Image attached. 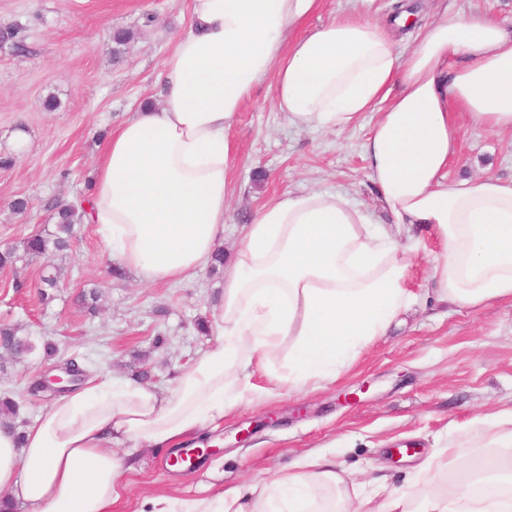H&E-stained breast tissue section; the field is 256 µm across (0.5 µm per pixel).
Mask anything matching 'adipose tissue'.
Here are the masks:
<instances>
[{"label": "adipose tissue", "instance_id": "obj_1", "mask_svg": "<svg viewBox=\"0 0 512 512\" xmlns=\"http://www.w3.org/2000/svg\"><path fill=\"white\" fill-rule=\"evenodd\" d=\"M322 0H190L164 58L159 100L107 140L87 223L125 267L179 282L210 265L224 239L225 130L256 85L300 129L376 119L366 177L390 227L339 192L289 191L259 208L213 312L217 344L168 391L98 374L49 405L23 435L0 427V491L27 512H112L127 468L121 442L167 448L218 427L254 392V365L288 357L289 390L335 381L417 298L406 286L423 238L437 241L438 299L476 308L512 299V180H449L464 127L512 133V32L477 12L414 23L402 53L384 24L339 16L309 26ZM476 453L454 457L462 481L425 494L362 485L328 455H306L257 498L158 497L151 512H512V409L473 419Z\"/></svg>", "mask_w": 512, "mask_h": 512}]
</instances>
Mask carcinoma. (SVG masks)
<instances>
[{"mask_svg":"<svg viewBox=\"0 0 512 512\" xmlns=\"http://www.w3.org/2000/svg\"><path fill=\"white\" fill-rule=\"evenodd\" d=\"M58 210V221L54 229L42 235L37 234L27 238L23 251L15 247H7L0 251V267H12L29 256L46 257L66 251L72 238L77 232V226L84 222L86 210L82 201L55 205ZM38 349V345L28 336L19 335L18 328L9 323L0 325V350L6 354L18 357L29 355Z\"/></svg>","mask_w":512,"mask_h":512,"instance_id":"obj_1","label":"carcinoma"}]
</instances>
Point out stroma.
I'll return each mask as SVG.
<instances>
[{
    "label": "stroma",
    "mask_w": 512,
    "mask_h": 512,
    "mask_svg": "<svg viewBox=\"0 0 512 512\" xmlns=\"http://www.w3.org/2000/svg\"><path fill=\"white\" fill-rule=\"evenodd\" d=\"M397 0H323L309 20L317 26L351 13L392 23ZM420 18L435 9H466L512 29V0H410ZM188 20V0H0V247L20 245L55 224L54 206L90 195L106 133L136 108L157 99V77L173 36ZM131 40L113 54L114 31ZM267 80L243 102L226 134L231 199L224 223L225 259H232L246 224L283 192L310 188L347 192L375 223L388 221L366 178L362 144L373 122L364 114L351 130H299L274 105ZM55 107H46L47 99ZM512 179V134L464 129L450 174ZM27 203L24 212L13 201ZM58 286L42 303L36 287L46 264ZM106 250L94 225L81 224L69 250L0 269V322L20 326L42 351L0 357V397L18 405L13 425L25 430L53 403L30 385L54 365L74 358L90 373L138 378L160 389L216 338L203 330L224 294V274L205 270L177 285L145 281L126 269L107 273ZM426 257L408 286L420 297L401 325L378 337L336 381L294 394L271 377L222 426L183 438L180 446H211L189 472L173 467L175 450L141 448L112 512H144L147 499L215 498L249 492L257 481L287 474L297 456L325 452L356 482L386 476L389 485L425 491L446 481L452 456L473 448L471 419L512 408V300L465 309L436 302L426 285ZM94 301H85L86 293ZM249 430L239 439L240 430ZM413 446L414 455L401 453Z\"/></svg>",
    "instance_id": "35a3bbf8"
}]
</instances>
